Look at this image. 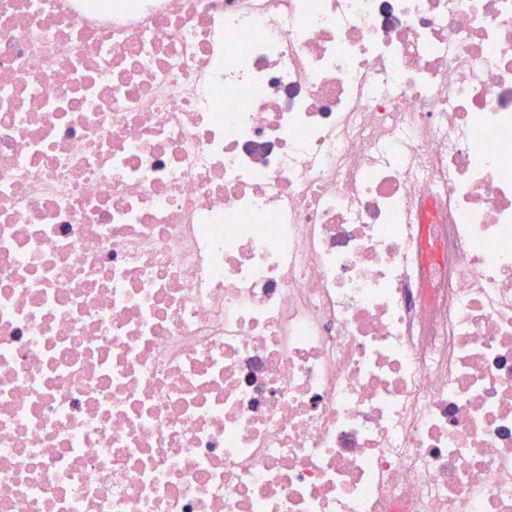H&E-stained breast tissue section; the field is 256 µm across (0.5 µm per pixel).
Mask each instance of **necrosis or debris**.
<instances>
[{
	"label": "necrosis or debris",
	"mask_w": 512,
	"mask_h": 512,
	"mask_svg": "<svg viewBox=\"0 0 512 512\" xmlns=\"http://www.w3.org/2000/svg\"><path fill=\"white\" fill-rule=\"evenodd\" d=\"M0 512H512V0H0Z\"/></svg>",
	"instance_id": "1"
}]
</instances>
